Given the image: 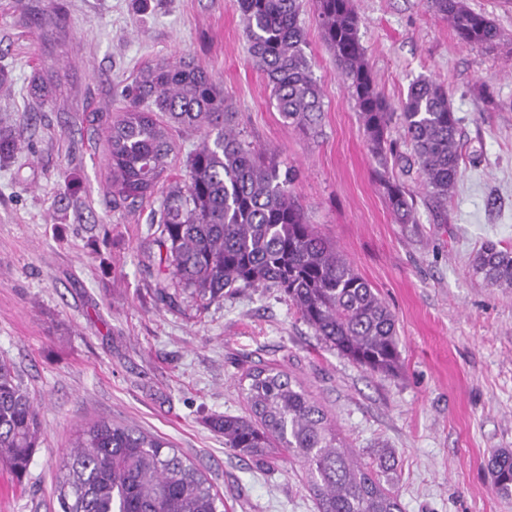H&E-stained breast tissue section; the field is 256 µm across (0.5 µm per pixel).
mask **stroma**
<instances>
[{
	"instance_id": "stroma-1",
	"label": "stroma",
	"mask_w": 512,
	"mask_h": 512,
	"mask_svg": "<svg viewBox=\"0 0 512 512\" xmlns=\"http://www.w3.org/2000/svg\"><path fill=\"white\" fill-rule=\"evenodd\" d=\"M500 29L471 49L427 0H354L375 82L393 101L430 78L461 119V176L446 208L405 177L417 221L399 224L377 181L355 102L303 0L305 53L324 93L316 136L281 117L230 0H0V118L25 140L0 165V357L39 411L23 478L0 464V512H59L75 432L98 420L161 435L224 498V512H318L300 460L237 456L207 422L245 414L240 378L285 369L327 411L361 462L391 452L404 512H512L488 459L512 451V288L472 261L512 247V0H465ZM190 58L224 89L243 138L298 172L309 224L333 240L395 315L400 362L373 373L330 348L276 290L163 305L143 251L151 202L113 204L105 131L140 70ZM42 72L50 104L28 87Z\"/></svg>"
}]
</instances>
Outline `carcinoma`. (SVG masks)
Returning <instances> with one entry per match:
<instances>
[{
	"label": "carcinoma",
	"instance_id": "cac0c4a2",
	"mask_svg": "<svg viewBox=\"0 0 512 512\" xmlns=\"http://www.w3.org/2000/svg\"><path fill=\"white\" fill-rule=\"evenodd\" d=\"M448 19L457 42L483 47L499 40L497 26L464 0H430ZM323 42L348 84L366 142L379 164L388 156L417 170L429 198L448 203L463 160L459 119L448 90L420 79L398 103L378 89L360 42L353 0H315ZM302 0H231L241 16L253 66L263 73L288 124L316 132L322 90L305 54ZM123 113L106 129L110 193L119 200L159 201L158 246L164 279L159 300L185 295L202 305L226 288H277L301 318L340 355L371 372H389L399 358L396 318L375 288L308 224L292 185L297 173L280 168L276 153L246 143L215 77L194 62L145 67L124 91ZM399 123L411 156L389 138ZM199 131L202 139L178 159L171 130ZM19 126L0 128V161L14 158ZM379 182L395 221L414 224L415 199L383 172ZM473 268L496 287L512 288V248L489 241ZM249 415L210 421L224 445L241 457L288 453L309 474L319 512H403L391 458L368 467L349 454L327 412L303 384L269 365L240 381ZM40 435L39 414L14 365L0 360V460L17 477L29 466ZM495 491L512 497V452L491 456ZM61 512H223L224 500L206 475L166 438L134 425L96 421L78 433L57 485Z\"/></svg>",
	"mask_w": 512,
	"mask_h": 512
}]
</instances>
